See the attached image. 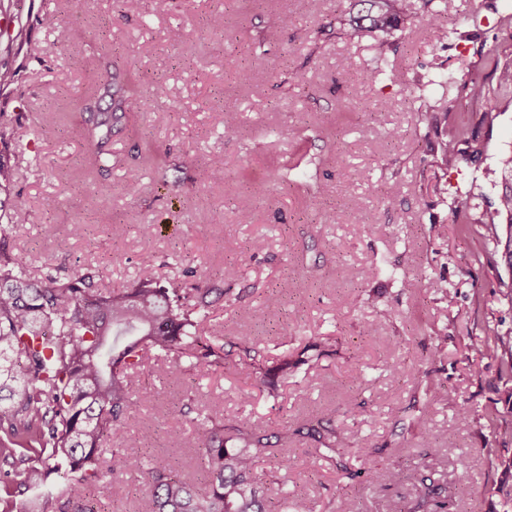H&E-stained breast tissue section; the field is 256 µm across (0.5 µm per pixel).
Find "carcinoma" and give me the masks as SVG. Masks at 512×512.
<instances>
[{
  "instance_id": "obj_1",
  "label": "carcinoma",
  "mask_w": 512,
  "mask_h": 512,
  "mask_svg": "<svg viewBox=\"0 0 512 512\" xmlns=\"http://www.w3.org/2000/svg\"><path fill=\"white\" fill-rule=\"evenodd\" d=\"M358 7L347 35L371 37L381 52L393 49L395 32L415 13L416 0H355ZM487 72L448 78L453 97H411L420 123L441 135L438 165L460 163L459 144L470 155L482 154L471 123L474 107L500 98L512 100V64L501 57L512 51L499 45L481 47ZM110 98L114 111L101 108ZM144 93L128 72L107 68L102 86L72 101L82 119L86 146L82 175L107 170L112 163L102 144L114 124L143 107ZM503 190L484 215L494 226L508 215L512 227V155L501 160ZM30 221L16 208L0 222V512H98L85 489L133 474L143 486L138 512H315L308 497L286 490L272 500L254 478L260 460L274 455L266 435L241 427L245 409L229 412L212 407L200 412L188 435L175 433L168 443L197 449L208 474L198 488L165 457H129L119 448L103 459L113 434L136 425L131 392L146 354L185 360L193 368H223L230 353L224 345L199 334L213 300L222 288H187L143 271L128 287L105 291L103 272L89 271L70 279L49 273L31 276L25 258L11 243L14 228ZM270 394L293 373L294 362L283 354L268 366L248 363ZM335 410L323 409L317 424L297 432L331 450L336 446ZM69 477L59 486L55 478ZM418 497L406 512H445L442 488L423 469L408 473ZM33 492L30 508L17 502L20 489Z\"/></svg>"
}]
</instances>
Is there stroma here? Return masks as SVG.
<instances>
[{
  "label": "stroma",
  "instance_id": "35a3bbf8",
  "mask_svg": "<svg viewBox=\"0 0 512 512\" xmlns=\"http://www.w3.org/2000/svg\"><path fill=\"white\" fill-rule=\"evenodd\" d=\"M435 2L449 37L437 39L420 15L404 21L398 53L383 58L372 38L348 37L351 0H143L141 15L127 18L116 0H0V70L12 75L0 122L28 130L0 149L14 168L0 214L29 210L13 239L32 273L102 269L112 290L147 268L224 289L203 336H249L267 361L285 352L296 363L273 397L236 367L204 374L146 361L133 395L136 455L168 456L205 483L196 450L168 447L167 437L192 430L187 402L234 410L246 388L251 426L287 434L275 454L295 460L286 473L258 465L269 496L284 482L320 507L346 499L354 512H400L418 490L390 482L389 471L425 463L452 512H512V380L499 357L474 350L489 336L512 338V268L497 255L471 259L476 242L512 232L482 222L500 191L498 162L512 152V101L491 102V119L475 123L482 155L446 171L402 90L418 75L419 93L445 95L449 77L483 68L481 44L512 45V25L501 21L504 0ZM216 12L223 28L207 24ZM48 15L71 28L70 46L44 27ZM274 16L281 31L262 41ZM345 61L376 72V82L355 88ZM109 63L137 70L147 94L133 126L103 147L114 165L97 178L99 197L78 178L81 140L67 104ZM244 68L253 72L247 85L237 80ZM363 102L369 113L359 112ZM229 112L238 133L224 131ZM146 149L157 158L150 170ZM130 171L141 176L135 194ZM463 193L468 238L452 221ZM243 208L251 223H239ZM228 265L241 274L225 277ZM421 266L408 292L401 281ZM353 367L367 388L346 385ZM326 406L341 436L332 451L296 432ZM422 413L429 444L413 427ZM139 490L119 475L90 496L101 512H137Z\"/></svg>",
  "mask_w": 512,
  "mask_h": 512
}]
</instances>
